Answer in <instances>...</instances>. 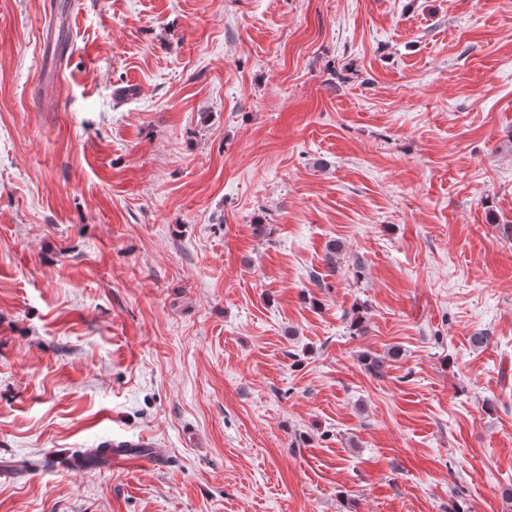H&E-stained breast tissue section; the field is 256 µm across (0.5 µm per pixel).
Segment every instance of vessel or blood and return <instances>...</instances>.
Returning a JSON list of instances; mask_svg holds the SVG:
<instances>
[{
  "instance_id": "1",
  "label": "vessel or blood",
  "mask_w": 512,
  "mask_h": 512,
  "mask_svg": "<svg viewBox=\"0 0 512 512\" xmlns=\"http://www.w3.org/2000/svg\"><path fill=\"white\" fill-rule=\"evenodd\" d=\"M101 452L54 456L52 463L55 467L66 470H80L96 463L110 464L124 470L159 469L166 463L163 449L157 448L154 441L147 438L136 440L112 439L104 441Z\"/></svg>"
}]
</instances>
